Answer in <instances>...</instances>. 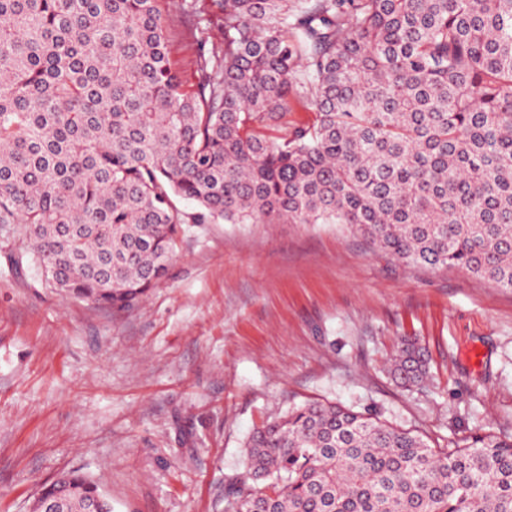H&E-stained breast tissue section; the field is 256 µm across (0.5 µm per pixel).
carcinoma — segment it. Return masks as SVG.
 I'll return each mask as SVG.
<instances>
[{
    "instance_id": "obj_1",
    "label": "carcinoma",
    "mask_w": 512,
    "mask_h": 512,
    "mask_svg": "<svg viewBox=\"0 0 512 512\" xmlns=\"http://www.w3.org/2000/svg\"><path fill=\"white\" fill-rule=\"evenodd\" d=\"M213 5L224 45L189 86L157 0H0V226L53 287L130 306L182 225L224 221L346 224L512 288V0ZM392 373L423 383L416 341ZM246 448L225 512H512L492 432L439 449L310 403ZM61 481L57 512H85L92 482Z\"/></svg>"
}]
</instances>
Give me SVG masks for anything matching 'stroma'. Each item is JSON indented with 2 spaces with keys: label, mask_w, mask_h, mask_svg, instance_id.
I'll return each mask as SVG.
<instances>
[{
  "label": "stroma",
  "mask_w": 512,
  "mask_h": 512,
  "mask_svg": "<svg viewBox=\"0 0 512 512\" xmlns=\"http://www.w3.org/2000/svg\"><path fill=\"white\" fill-rule=\"evenodd\" d=\"M170 58L224 39L211 0H159ZM415 337L429 378L389 373ZM310 402L445 448L512 437V289L401 262L342 224H188L166 277L112 309L49 288L0 228V512L78 472L112 512H224L264 421Z\"/></svg>",
  "instance_id": "stroma-1"
}]
</instances>
